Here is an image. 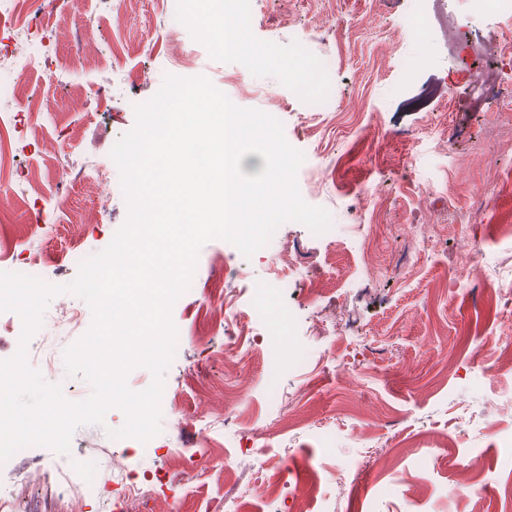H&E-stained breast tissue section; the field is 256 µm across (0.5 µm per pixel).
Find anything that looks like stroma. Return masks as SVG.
Returning <instances> with one entry per match:
<instances>
[{
  "instance_id": "obj_1",
  "label": "stroma",
  "mask_w": 512,
  "mask_h": 512,
  "mask_svg": "<svg viewBox=\"0 0 512 512\" xmlns=\"http://www.w3.org/2000/svg\"><path fill=\"white\" fill-rule=\"evenodd\" d=\"M444 8L462 28L453 52L433 0H263L241 19L226 9L225 23L245 25L247 53L220 48L190 21L172 25L163 0H132L118 17L105 0H51L39 21L23 12L0 24V57L25 42L40 54L39 68L11 77L15 92L0 104L9 114L0 171L14 188L0 201L12 222L0 272L34 259L43 282L64 286L78 275L66 258L71 243L87 257L111 243L128 206L110 151L168 74L207 77L237 106L279 119L305 157L303 199L335 227L329 242L284 223L249 258L222 239L202 246L196 286L171 309L183 344L163 382L176 407L162 411L153 446L110 437L124 423L116 408L72 436L71 456L85 455L102 491L84 512H146L126 492L140 476L179 512H293L300 480L319 483L310 512H512V367L482 364L492 344L512 339V69L481 104L448 100L470 80L468 46L512 21L473 0ZM412 13L423 17L422 33L404 31ZM307 51L333 111L309 108ZM94 168L105 180L93 181ZM485 187L492 195L478 198ZM100 196L108 210L72 231L71 219ZM476 202L479 223L460 228ZM424 228L435 231L433 244L407 261L406 241ZM311 279L323 287L314 301ZM269 288L295 320L296 360L273 379L253 354L264 323L252 306ZM211 298L232 306L236 322L213 326ZM48 309L80 319L30 338L55 355L41 376L67 400H84L92 387L68 374L64 353L90 329L92 310L67 292ZM333 321L341 332L326 331ZM473 450L478 497L456 487ZM243 454L250 469L225 477ZM355 457L363 466L347 472ZM60 458L32 445L0 465L20 512H58L59 489L40 464ZM273 479L275 494L258 498L256 486ZM382 484L395 493H377Z\"/></svg>"
}]
</instances>
